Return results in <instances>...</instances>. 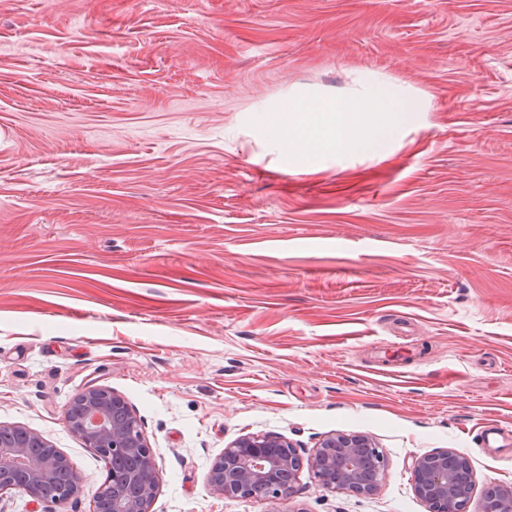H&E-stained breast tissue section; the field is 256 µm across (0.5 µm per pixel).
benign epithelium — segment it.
I'll return each mask as SVG.
<instances>
[{
  "label": "benign epithelium",
  "mask_w": 512,
  "mask_h": 512,
  "mask_svg": "<svg viewBox=\"0 0 512 512\" xmlns=\"http://www.w3.org/2000/svg\"><path fill=\"white\" fill-rule=\"evenodd\" d=\"M67 408L68 429L95 449L104 460L127 457L136 461L127 472H106L93 501V512H152L158 491L155 461L141 430L140 419L127 401L112 388L89 385ZM373 441L359 433H335L325 438L308 459L319 485L358 495L377 493L386 478L387 461L380 451L372 459ZM302 467L293 444L273 435L237 438L210 470V492L224 499L256 498L284 501L290 498ZM69 469L66 458L35 431L20 425H0V493L17 490L36 502L62 503L79 492L77 479L69 483L58 476ZM416 495L429 512H459L460 500L473 482L468 457L440 450L412 460ZM478 512H512V485H494L483 496Z\"/></svg>",
  "instance_id": "benign-epithelium-1"
}]
</instances>
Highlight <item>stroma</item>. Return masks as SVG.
Instances as JSON below:
<instances>
[{"mask_svg":"<svg viewBox=\"0 0 512 512\" xmlns=\"http://www.w3.org/2000/svg\"><path fill=\"white\" fill-rule=\"evenodd\" d=\"M373 72L430 101L384 159L292 166L250 126ZM141 420L152 512H428L413 458L512 483V0H0V423L60 451L91 512L89 383ZM367 435L380 491L222 499L244 435L309 458Z\"/></svg>","mask_w":512,"mask_h":512,"instance_id":"1","label":"stroma"}]
</instances>
